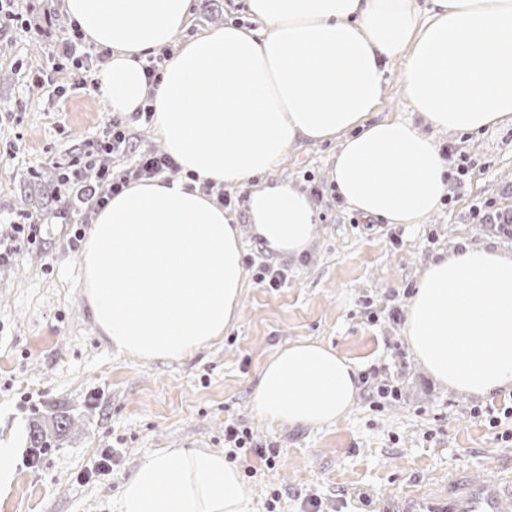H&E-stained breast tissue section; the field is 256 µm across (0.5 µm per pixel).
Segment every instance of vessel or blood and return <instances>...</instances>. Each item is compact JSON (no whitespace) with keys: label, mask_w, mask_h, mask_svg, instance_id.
<instances>
[{"label":"vessel or blood","mask_w":512,"mask_h":512,"mask_svg":"<svg viewBox=\"0 0 512 512\" xmlns=\"http://www.w3.org/2000/svg\"><path fill=\"white\" fill-rule=\"evenodd\" d=\"M393 512H512V470L487 480L452 468L447 476L416 482L393 498Z\"/></svg>","instance_id":"1"}]
</instances>
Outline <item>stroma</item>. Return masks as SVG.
Instances as JSON below:
<instances>
[{
  "mask_svg": "<svg viewBox=\"0 0 512 512\" xmlns=\"http://www.w3.org/2000/svg\"><path fill=\"white\" fill-rule=\"evenodd\" d=\"M0 26V245L18 249L0 264V444L16 448V472L0 490V512H119L121 488L162 448H218L239 464L252 512H390L394 494L448 467L493 477L512 468V420L490 415L512 392L466 397L437 383L404 334L418 277L433 256L461 240L512 254V125L477 133L438 132L450 168L439 208L419 224L365 219L329 182L337 143L303 142L271 180L308 191L319 209L310 247L299 257L267 253L243 237L246 281L223 339L178 361H144L113 351L93 322L78 283L80 246L90 232L66 189L75 160L109 135L99 95L80 89L54 46L71 33L64 0H16ZM248 23L245 0H193L186 30ZM379 109L383 118L421 125L392 61ZM81 176L95 182L93 169ZM31 224L35 239L17 235ZM284 270L276 288L262 266ZM310 339L353 361L369 381L340 420L320 426L273 424L257 412L260 370L289 342ZM397 386L398 398L372 402V388ZM69 426L33 453V426L55 417ZM234 425L276 448L275 466L224 439ZM108 466H101V459Z\"/></svg>",
  "mask_w": 512,
  "mask_h": 512,
  "instance_id": "obj_1",
  "label": "stroma"
}]
</instances>
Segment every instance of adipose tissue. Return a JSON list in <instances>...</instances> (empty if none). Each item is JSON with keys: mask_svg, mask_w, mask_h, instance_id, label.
Listing matches in <instances>:
<instances>
[{"mask_svg": "<svg viewBox=\"0 0 512 512\" xmlns=\"http://www.w3.org/2000/svg\"><path fill=\"white\" fill-rule=\"evenodd\" d=\"M253 27L185 37L192 0H65L88 43L110 49L97 78L110 112L150 108L183 178L131 184L94 215L80 288L113 348L178 360L234 321L244 288L242 225L267 250L297 256L318 213L282 182L254 184L297 143L340 141L329 176L344 203L417 224L448 191L433 134L512 123V0H246ZM171 48L158 81L150 56ZM431 133L378 117L387 64ZM248 188L243 215L189 177ZM405 334L426 371L462 395L512 391V258L462 245L426 266ZM355 364L299 341L262 366L254 391L269 422L341 419ZM120 512H251L239 466L203 448L152 453L122 486Z\"/></svg>", "mask_w": 512, "mask_h": 512, "instance_id": "1", "label": "adipose tissue"}]
</instances>
